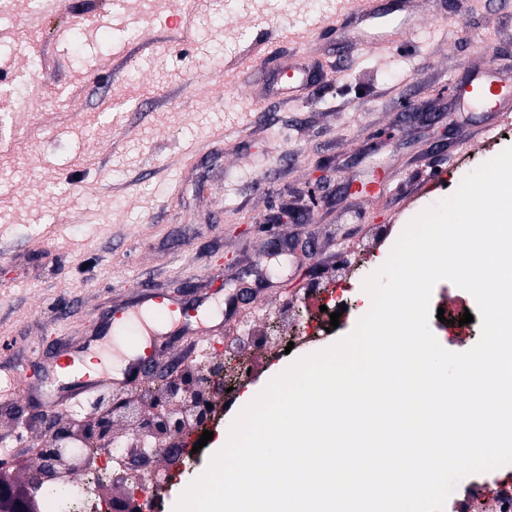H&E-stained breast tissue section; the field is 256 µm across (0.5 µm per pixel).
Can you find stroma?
I'll use <instances>...</instances> for the list:
<instances>
[{"label":"stroma","mask_w":512,"mask_h":512,"mask_svg":"<svg viewBox=\"0 0 512 512\" xmlns=\"http://www.w3.org/2000/svg\"><path fill=\"white\" fill-rule=\"evenodd\" d=\"M40 2L0 0V392L17 371L30 386L0 404L7 471L30 483L57 427L158 388L157 375L54 409L39 397L53 386L46 356L98 337L103 313L144 289L206 297L229 327L288 307L323 330L288 349L255 327L248 375L230 390L215 379L205 426L182 436L195 454L157 505L173 512L210 463L202 432L224 435L245 392L355 328V307L334 327L312 297L379 269L400 225L512 145V122L458 101L486 65L480 47L512 73V0L426 2L413 33L351 66L335 32L311 31L349 20L350 0H123L118 13L60 0L42 18ZM298 48L327 74L285 103L259 70L286 72Z\"/></svg>","instance_id":"1"}]
</instances>
